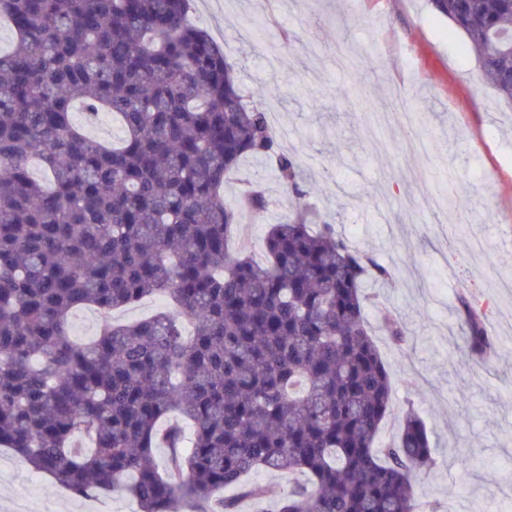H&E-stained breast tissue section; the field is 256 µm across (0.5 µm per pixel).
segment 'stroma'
<instances>
[{"label": "stroma", "instance_id": "stroma-1", "mask_svg": "<svg viewBox=\"0 0 512 512\" xmlns=\"http://www.w3.org/2000/svg\"><path fill=\"white\" fill-rule=\"evenodd\" d=\"M191 21L235 66L242 90L277 111L317 213L387 266L368 290L405 323L397 344L369 310L393 381L392 441L407 410L434 464L413 479L421 512H512V107L484 80L462 33L428 0H193ZM259 184L255 259L294 198L273 163L249 158L224 185ZM498 344L467 354L458 295ZM114 490L81 498L0 448V512H136Z\"/></svg>", "mask_w": 512, "mask_h": 512}]
</instances>
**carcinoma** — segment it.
I'll return each mask as SVG.
<instances>
[{"instance_id":"cac0c4a2","label":"carcinoma","mask_w":512,"mask_h":512,"mask_svg":"<svg viewBox=\"0 0 512 512\" xmlns=\"http://www.w3.org/2000/svg\"><path fill=\"white\" fill-rule=\"evenodd\" d=\"M512 103V0H430ZM189 0H0V447L79 497L122 487L139 512H255L260 471L301 476L276 512H418L433 465L420 417L378 445L390 375L367 324L391 271L305 201L302 170ZM123 136L84 134L72 110ZM296 197L266 261L231 251L262 191L224 197L247 157ZM38 161L48 180L32 172ZM165 294L175 313L113 312ZM100 317L87 342L76 309ZM471 358L497 352L459 297ZM169 455L159 466L155 449ZM81 111L80 107L75 108L74 120L79 124L85 125L90 135L111 143L112 140L116 141L122 136L121 125L115 119L112 121V115H104L99 123L91 128L80 115Z\"/></svg>"}]
</instances>
